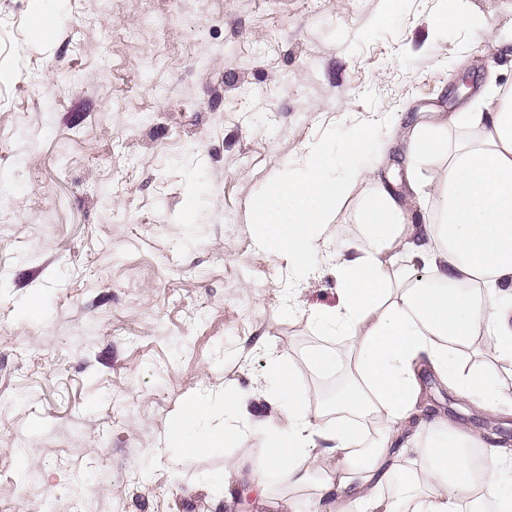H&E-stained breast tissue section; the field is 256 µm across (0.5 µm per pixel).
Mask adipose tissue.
<instances>
[{"mask_svg": "<svg viewBox=\"0 0 512 512\" xmlns=\"http://www.w3.org/2000/svg\"><path fill=\"white\" fill-rule=\"evenodd\" d=\"M488 105L467 113L453 140L444 119L410 130L408 190L424 191L415 175L422 158L441 162L421 223H406L378 182L382 149L369 127L350 131L356 150L312 156L250 205L258 244L291 256L304 274L349 187L373 186L359 209L361 239L341 241L331 256L338 302L310 317L336 339L310 365L350 366L336 407L300 404L279 366L267 410L224 395L225 420L250 413L269 436L266 470L291 486L315 484L336 512H512V448L440 417L411 424L424 367L487 413L512 415V92L492 91ZM477 336L495 368L459 363ZM394 480L396 504L378 495Z\"/></svg>", "mask_w": 512, "mask_h": 512, "instance_id": "1", "label": "adipose tissue"}]
</instances>
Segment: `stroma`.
I'll return each mask as SVG.
<instances>
[{"label":"stroma","instance_id":"35a3bbf8","mask_svg":"<svg viewBox=\"0 0 512 512\" xmlns=\"http://www.w3.org/2000/svg\"><path fill=\"white\" fill-rule=\"evenodd\" d=\"M0 0V502L10 512H269L245 458L268 442L224 423V392L269 391L292 367L306 404L344 365L309 320L338 301L330 248L298 275L263 249L250 202L352 128L389 133L380 174L403 178L408 128L474 104L512 57V0ZM43 12L50 32L32 29ZM454 22L437 30L433 19ZM466 70L470 91L455 87ZM364 184L331 218L357 239ZM438 413L499 436L421 372ZM204 418L180 423L188 402ZM228 433L225 446L182 447Z\"/></svg>","mask_w":512,"mask_h":512}]
</instances>
